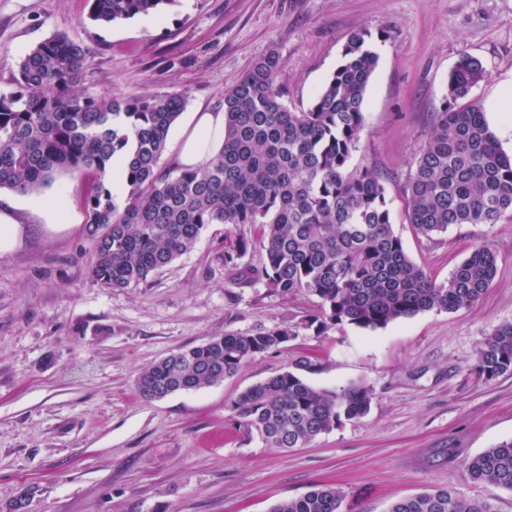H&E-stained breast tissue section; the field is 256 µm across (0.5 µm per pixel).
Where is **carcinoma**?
Here are the masks:
<instances>
[{"label":"carcinoma","instance_id":"obj_1","mask_svg":"<svg viewBox=\"0 0 512 512\" xmlns=\"http://www.w3.org/2000/svg\"><path fill=\"white\" fill-rule=\"evenodd\" d=\"M93 22L111 24L162 12L175 0H86ZM85 48L62 35L30 48L10 89L0 92V190L38 194L58 175L90 181L83 198L92 242L90 277L134 288L190 252L210 224L224 225L221 258L247 284L306 293L318 310L296 323L253 334L213 336L145 367L136 391L147 400L193 391L233 376L249 359L314 329H377L423 311H454L486 293L497 272L487 243L474 245L439 282L411 260L392 229L386 188L351 165L365 124L363 103L378 65L366 33L351 34L342 62L306 109L288 105L277 84L278 51L260 57L224 91V145L196 168L161 165L170 129L186 107L178 93L117 97L80 88ZM489 76L462 54L448 77L447 103L405 189L408 223L431 238L451 225L496 224L512 216V157L500 148L472 89ZM122 153L125 167L112 172ZM260 245L257 265L243 259ZM315 364L297 359L235 398L234 418L269 448H304L370 410L359 383L316 388ZM475 371L487 381L512 374V322L485 336ZM472 482L512 490V440L467 463ZM343 490L319 485L272 512H345ZM388 512H497L462 491L436 489L395 500Z\"/></svg>","mask_w":512,"mask_h":512}]
</instances>
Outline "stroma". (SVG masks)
Instances as JSON below:
<instances>
[{"mask_svg":"<svg viewBox=\"0 0 512 512\" xmlns=\"http://www.w3.org/2000/svg\"><path fill=\"white\" fill-rule=\"evenodd\" d=\"M358 30L379 62L352 163L381 178L395 234L438 280L471 245L490 243L498 271L486 294L375 330L303 329L219 384L148 401L135 391L144 367L214 336L300 321L317 303L238 285L219 258L220 224L149 284L104 288L88 273L87 184L59 176L45 194L63 197L60 222H30L0 250V512L25 487L29 512H272L318 484L340 487L356 512H387L435 487L512 512L511 491L472 483L466 468L512 439V375L487 381L474 370L482 337L512 321V216L427 239L408 224L403 194L460 55L489 72L470 95L477 103L512 77V0H175L109 25L89 20L85 0H0V89L29 48L63 33L87 48L89 90L179 92L190 112L220 109L225 89L274 49L299 109ZM302 355L318 365L309 384L362 382L373 400L363 418L285 453L239 427L231 404Z\"/></svg>","mask_w":512,"mask_h":512,"instance_id":"1","label":"stroma"}]
</instances>
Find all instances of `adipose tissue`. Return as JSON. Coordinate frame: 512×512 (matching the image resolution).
<instances>
[{
    "mask_svg": "<svg viewBox=\"0 0 512 512\" xmlns=\"http://www.w3.org/2000/svg\"><path fill=\"white\" fill-rule=\"evenodd\" d=\"M223 143V111L199 110L193 112L177 141V161L183 167L199 166L214 156Z\"/></svg>",
    "mask_w": 512,
    "mask_h": 512,
    "instance_id": "ef3b65f1",
    "label": "adipose tissue"
}]
</instances>
